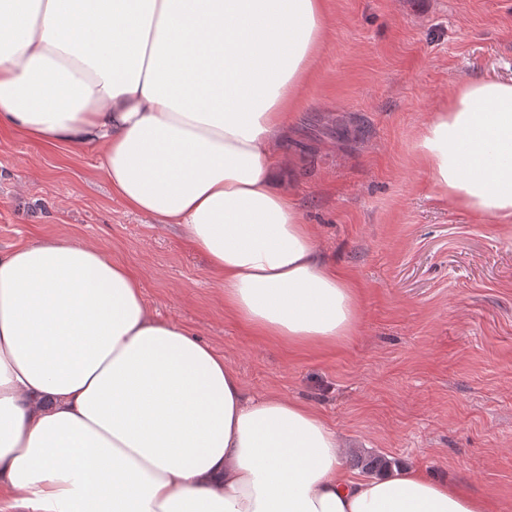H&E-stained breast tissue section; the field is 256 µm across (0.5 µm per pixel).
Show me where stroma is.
Masks as SVG:
<instances>
[{"mask_svg": "<svg viewBox=\"0 0 512 512\" xmlns=\"http://www.w3.org/2000/svg\"><path fill=\"white\" fill-rule=\"evenodd\" d=\"M327 43L288 116V197L319 253L360 292L336 346L254 336L176 226L133 211L101 150L0 133V251L67 235L142 282L159 318L195 332L249 395L317 410L346 474L382 456L512 512V223L439 198L415 145L465 81L512 79V0H326ZM346 124L351 141L326 134Z\"/></svg>", "mask_w": 512, "mask_h": 512, "instance_id": "obj_1", "label": "stroma"}]
</instances>
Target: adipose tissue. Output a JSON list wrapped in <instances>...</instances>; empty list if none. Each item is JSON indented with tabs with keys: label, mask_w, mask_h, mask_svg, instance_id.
<instances>
[{
	"label": "adipose tissue",
	"mask_w": 512,
	"mask_h": 512,
	"mask_svg": "<svg viewBox=\"0 0 512 512\" xmlns=\"http://www.w3.org/2000/svg\"><path fill=\"white\" fill-rule=\"evenodd\" d=\"M329 27L324 0H0V128L103 147L113 193L179 226L249 330L333 346L359 293L280 151ZM417 154L441 196L512 222V81L461 85ZM1 490L10 512H491L417 468L349 478L318 412L247 395L125 265L64 236L0 252Z\"/></svg>",
	"instance_id": "obj_1"
}]
</instances>
